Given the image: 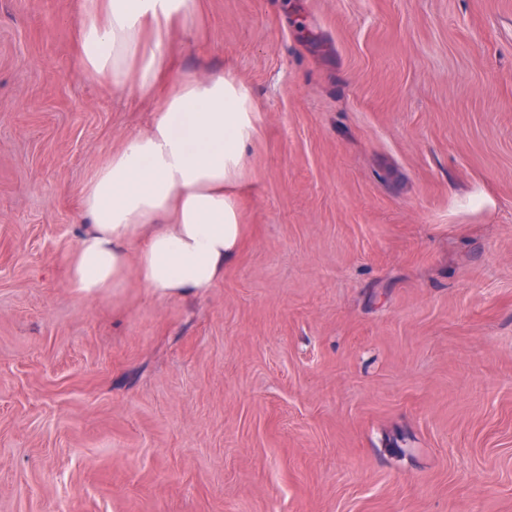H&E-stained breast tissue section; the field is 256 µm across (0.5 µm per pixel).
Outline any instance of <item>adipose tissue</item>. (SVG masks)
I'll use <instances>...</instances> for the list:
<instances>
[{
	"instance_id": "1",
	"label": "adipose tissue",
	"mask_w": 512,
	"mask_h": 512,
	"mask_svg": "<svg viewBox=\"0 0 512 512\" xmlns=\"http://www.w3.org/2000/svg\"><path fill=\"white\" fill-rule=\"evenodd\" d=\"M199 10L198 0H79L77 64L104 90L153 93L170 39ZM155 112L80 190L85 226L67 276L80 300L108 297L132 271L162 296L204 294L238 249V188L260 122L250 88L223 71L183 72Z\"/></svg>"
}]
</instances>
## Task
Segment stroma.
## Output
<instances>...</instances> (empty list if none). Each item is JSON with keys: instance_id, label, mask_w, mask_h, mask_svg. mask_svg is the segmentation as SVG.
Here are the masks:
<instances>
[{"instance_id": "1", "label": "stroma", "mask_w": 512, "mask_h": 512, "mask_svg": "<svg viewBox=\"0 0 512 512\" xmlns=\"http://www.w3.org/2000/svg\"><path fill=\"white\" fill-rule=\"evenodd\" d=\"M0 0V512H512V0H201L261 122L207 294L65 286L152 97Z\"/></svg>"}]
</instances>
